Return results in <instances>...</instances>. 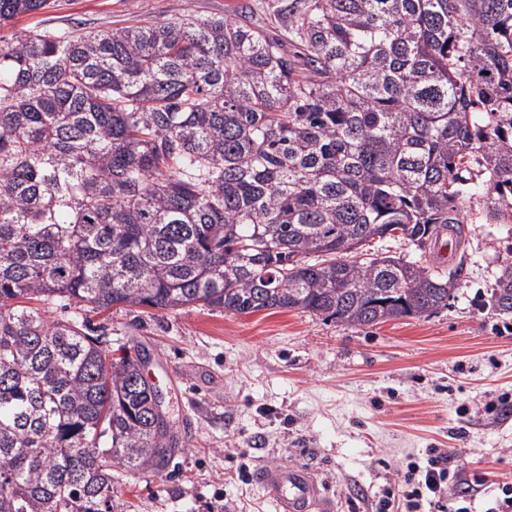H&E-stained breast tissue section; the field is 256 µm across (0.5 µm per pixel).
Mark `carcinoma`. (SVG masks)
Wrapping results in <instances>:
<instances>
[{
	"mask_svg": "<svg viewBox=\"0 0 512 512\" xmlns=\"http://www.w3.org/2000/svg\"><path fill=\"white\" fill-rule=\"evenodd\" d=\"M49 0H0V30ZM232 17L0 34V512H112L177 439L79 311L448 306L418 250L512 210V0H307ZM38 301L43 307H33ZM491 301L512 315V263Z\"/></svg>",
	"mask_w": 512,
	"mask_h": 512,
	"instance_id": "cac0c4a2",
	"label": "carcinoma"
}]
</instances>
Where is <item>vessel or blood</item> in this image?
Segmentation results:
<instances>
[{
  "mask_svg": "<svg viewBox=\"0 0 512 512\" xmlns=\"http://www.w3.org/2000/svg\"><path fill=\"white\" fill-rule=\"evenodd\" d=\"M257 480L274 512H335L333 499L310 467H263Z\"/></svg>",
  "mask_w": 512,
  "mask_h": 512,
  "instance_id": "b4317fda",
  "label": "vessel or blood"
}]
</instances>
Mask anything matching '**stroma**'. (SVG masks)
I'll return each instance as SVG.
<instances>
[{
	"mask_svg": "<svg viewBox=\"0 0 512 512\" xmlns=\"http://www.w3.org/2000/svg\"><path fill=\"white\" fill-rule=\"evenodd\" d=\"M290 0H50L19 27L99 30L246 13L282 35ZM465 276L447 308L372 327L300 310L208 307L90 319L110 352L139 349L178 445L162 473L119 474L113 512H273L252 475L304 464L338 512H369L401 471L438 448L458 476L441 507H496L512 485V316L491 290L512 262V221L468 225Z\"/></svg>",
	"mask_w": 512,
	"mask_h": 512,
	"instance_id": "obj_1",
	"label": "stroma"
}]
</instances>
